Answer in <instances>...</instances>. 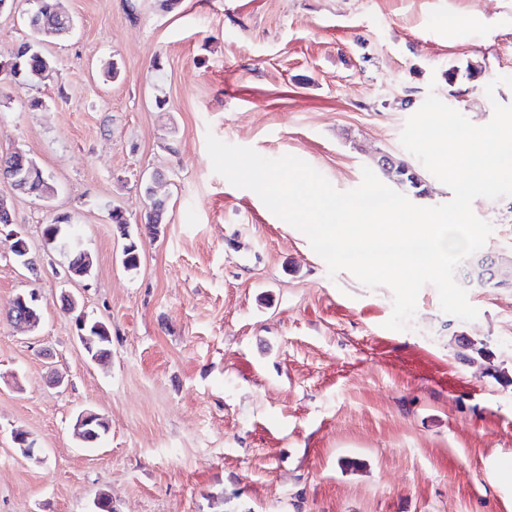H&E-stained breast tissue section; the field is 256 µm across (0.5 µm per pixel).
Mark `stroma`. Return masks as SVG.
I'll use <instances>...</instances> for the list:
<instances>
[{"instance_id": "35a3bbf8", "label": "stroma", "mask_w": 512, "mask_h": 512, "mask_svg": "<svg viewBox=\"0 0 512 512\" xmlns=\"http://www.w3.org/2000/svg\"><path fill=\"white\" fill-rule=\"evenodd\" d=\"M30 7L0 12V60L35 39L53 68L0 89V154L26 153L55 193L0 181L36 264L0 234V512H93L101 492L115 512H507L489 470L512 454V290L469 289L466 322L428 284L387 329L391 290L329 275L214 172L206 137L296 156L340 191L365 166L389 182L381 154L419 164L400 134L428 92L477 125L512 104L485 93L512 76V0H58L71 32L39 36ZM472 209L485 250L512 253V197ZM62 214L92 259L76 284L42 235ZM31 291L26 332L6 314ZM80 312L109 326L108 361L84 351ZM85 409L110 426L93 446L74 435ZM39 301H41L39 295L34 293L19 294L15 298L13 306L22 312V316L16 320L18 325L34 327L37 324L36 309L39 306ZM17 302L18 304H16Z\"/></svg>"}]
</instances>
